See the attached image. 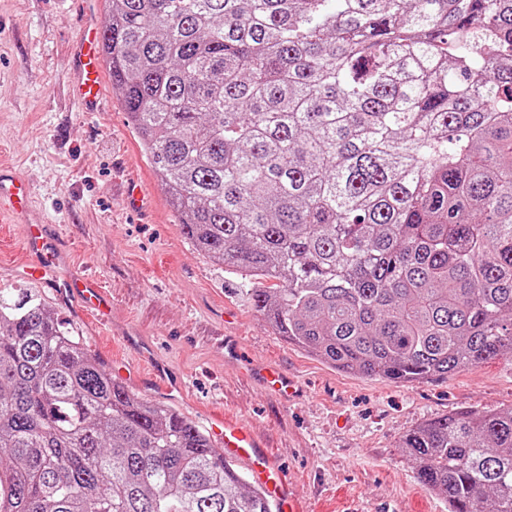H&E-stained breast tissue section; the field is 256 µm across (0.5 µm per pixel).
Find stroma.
<instances>
[{"instance_id":"obj_1","label":"stroma","mask_w":512,"mask_h":512,"mask_svg":"<svg viewBox=\"0 0 512 512\" xmlns=\"http://www.w3.org/2000/svg\"><path fill=\"white\" fill-rule=\"evenodd\" d=\"M107 21L105 0H0V165L26 178L74 265L99 281L108 320L14 278L27 260L15 224L0 223V289L29 288L108 373L137 360L150 376L161 363L186 384L169 402L128 381L138 396L204 428L216 418L250 424L287 471L294 512H448L447 500L417 481L401 438L450 413L512 409V361L393 383L335 370L278 336L240 278L182 234L111 78L102 79L98 111L73 98L78 42ZM132 181L149 195L148 214L123 203ZM223 335L236 338V352L218 344ZM259 368L292 379L295 397L269 392Z\"/></svg>"}]
</instances>
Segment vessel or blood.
Here are the masks:
<instances>
[{
	"label": "vessel or blood",
	"instance_id": "1",
	"mask_svg": "<svg viewBox=\"0 0 512 512\" xmlns=\"http://www.w3.org/2000/svg\"><path fill=\"white\" fill-rule=\"evenodd\" d=\"M101 43L85 35L79 43L80 76L76 92L85 105L99 103ZM32 192L26 179L0 171V223L25 227L24 248L28 260L15 271L16 277L50 288L59 300L74 299L87 308L100 309L103 302L98 282L71 268L67 252L56 239L51 225L33 220ZM212 433L231 456L244 460L265 492L281 505H290L293 491L286 475L264 451L263 443L241 423L217 420Z\"/></svg>",
	"mask_w": 512,
	"mask_h": 512
}]
</instances>
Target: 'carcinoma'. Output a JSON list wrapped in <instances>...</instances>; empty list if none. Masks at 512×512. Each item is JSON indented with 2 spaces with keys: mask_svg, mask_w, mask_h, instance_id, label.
Wrapping results in <instances>:
<instances>
[{
  "mask_svg": "<svg viewBox=\"0 0 512 512\" xmlns=\"http://www.w3.org/2000/svg\"><path fill=\"white\" fill-rule=\"evenodd\" d=\"M109 2L103 62L184 237L275 333L396 383L512 361V0ZM401 448L448 512H512V409ZM0 512L275 507L16 290Z\"/></svg>",
  "mask_w": 512,
  "mask_h": 512,
  "instance_id": "cac0c4a2",
  "label": "carcinoma"
}]
</instances>
